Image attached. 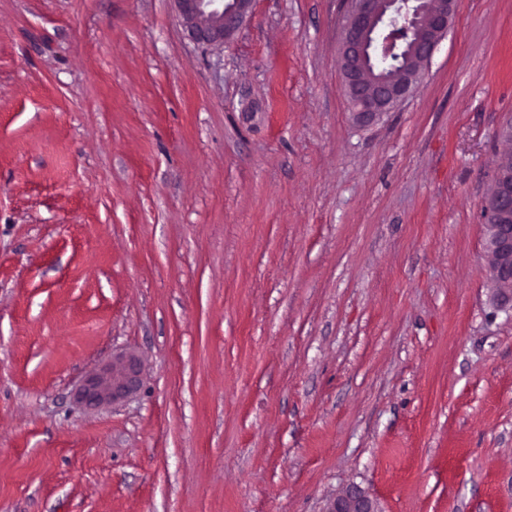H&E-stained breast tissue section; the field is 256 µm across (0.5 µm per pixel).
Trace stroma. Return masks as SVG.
I'll return each instance as SVG.
<instances>
[{"label":"stroma","mask_w":512,"mask_h":512,"mask_svg":"<svg viewBox=\"0 0 512 512\" xmlns=\"http://www.w3.org/2000/svg\"><path fill=\"white\" fill-rule=\"evenodd\" d=\"M345 10L214 50L171 0H0V512H512V0H456L368 126ZM123 351L141 389L79 406ZM484 215L485 248L497 300L512 303V149L496 157L494 186ZM324 512H380L376 501L365 491L350 487L330 499Z\"/></svg>","instance_id":"35a3bbf8"}]
</instances>
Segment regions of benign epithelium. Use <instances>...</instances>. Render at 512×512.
I'll list each match as a JSON object with an SVG mask.
<instances>
[{
  "label": "benign epithelium",
  "instance_id": "7a95c632",
  "mask_svg": "<svg viewBox=\"0 0 512 512\" xmlns=\"http://www.w3.org/2000/svg\"><path fill=\"white\" fill-rule=\"evenodd\" d=\"M188 36L222 47L240 33L253 0H173ZM339 54L342 86L356 120L370 123L394 109L418 87L425 67L448 35L455 0H346ZM407 41L406 61L386 79L371 75L370 54L390 57ZM485 248L496 296L512 302V149L496 157L494 186L484 205ZM141 358L133 352L90 373L77 391L86 408L114 404L141 387ZM324 512H379L365 491L350 487L330 499Z\"/></svg>",
  "mask_w": 512,
  "mask_h": 512
}]
</instances>
